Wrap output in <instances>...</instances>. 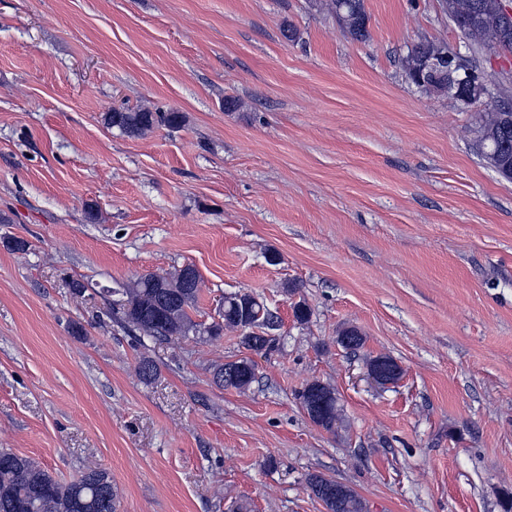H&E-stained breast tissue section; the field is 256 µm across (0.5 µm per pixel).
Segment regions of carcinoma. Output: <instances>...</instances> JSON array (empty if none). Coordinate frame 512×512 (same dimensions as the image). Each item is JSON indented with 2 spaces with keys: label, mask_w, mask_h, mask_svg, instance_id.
<instances>
[{
  "label": "carcinoma",
  "mask_w": 512,
  "mask_h": 512,
  "mask_svg": "<svg viewBox=\"0 0 512 512\" xmlns=\"http://www.w3.org/2000/svg\"><path fill=\"white\" fill-rule=\"evenodd\" d=\"M326 7L352 38H367L363 0H327ZM461 32L477 45L494 37L501 49L512 50V27L498 26L490 13L484 14L483 25L470 21ZM434 48L435 44L427 41L408 51L403 59L407 79L421 71L424 58ZM458 75L459 71L448 63H439L418 87L446 93L448 83L458 79ZM104 122L129 137H139L158 126L179 128L185 116L174 110L151 112L123 107L106 113ZM478 137L480 150L489 164L505 178L512 174V112L496 107L480 113ZM199 292L200 276L191 265L163 274L149 273L123 288L104 292L106 315H117L122 325L139 333L141 340L190 335L212 340L230 329L242 332V343L256 354H266L276 347L275 331L280 329V323L256 296L250 293L224 296L220 321L206 326L192 317ZM336 343L354 352L363 347L365 336L359 328L345 326L338 331ZM367 366L382 367L396 381L403 373L395 360L384 355L370 358ZM254 380V364L248 359L213 368L214 383L225 389L246 391ZM299 399L313 423L328 432L336 429L340 416L336 392L331 385L314 381L300 392ZM307 486L322 503L324 512H364L358 495L332 478L311 473ZM118 507L119 492L108 470L92 469L77 478L62 481L35 459L10 448H0V512H118Z\"/></svg>",
  "instance_id": "carcinoma-1"
}]
</instances>
